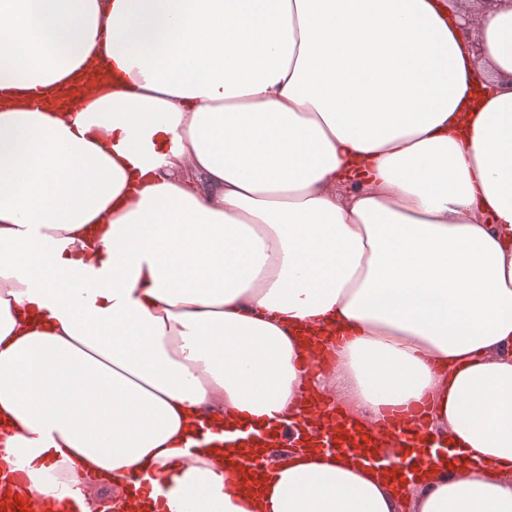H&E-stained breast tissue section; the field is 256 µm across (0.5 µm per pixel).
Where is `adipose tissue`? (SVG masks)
<instances>
[{
  "label": "adipose tissue",
  "instance_id": "ef3b65f1",
  "mask_svg": "<svg viewBox=\"0 0 512 512\" xmlns=\"http://www.w3.org/2000/svg\"><path fill=\"white\" fill-rule=\"evenodd\" d=\"M0 457L80 512H512V0H0ZM333 429L328 431L325 429L326 440L323 441L326 448H379L381 436L376 429L371 435L366 434L353 426L341 427L339 421L332 423ZM368 437V442H364V438ZM334 441H333V440Z\"/></svg>",
  "mask_w": 512,
  "mask_h": 512
}]
</instances>
